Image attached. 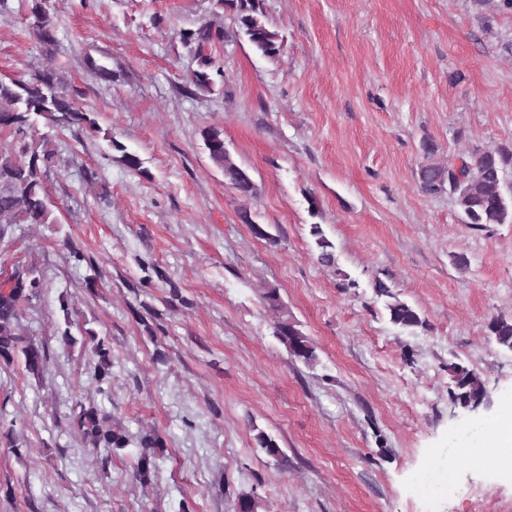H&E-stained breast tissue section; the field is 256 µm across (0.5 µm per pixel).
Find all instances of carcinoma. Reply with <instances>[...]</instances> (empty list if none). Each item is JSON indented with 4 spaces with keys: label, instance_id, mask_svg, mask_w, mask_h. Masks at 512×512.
<instances>
[{
    "label": "carcinoma",
    "instance_id": "1",
    "mask_svg": "<svg viewBox=\"0 0 512 512\" xmlns=\"http://www.w3.org/2000/svg\"><path fill=\"white\" fill-rule=\"evenodd\" d=\"M233 9L238 32L262 56L276 58L283 50V39L262 20L259 0H217ZM32 27L43 42L55 40L53 24L41 3L31 10ZM216 33L205 25L184 34L185 41L203 45L213 41ZM211 59L200 58V67L194 72L193 83L202 92H213V82L208 73ZM53 130L84 124L93 132L98 130L95 120L78 106L72 94L64 87L53 69L46 68L29 79H0V130L13 138L10 152L0 151V241L4 240L16 224H55L52 201L46 180L54 167L55 151L52 140L39 132V120ZM204 148L212 163L224 173V182L239 195L251 197L257 188L248 168L237 163L224 146V132L217 127L202 131ZM426 163L418 173L419 189L426 195L448 191L458 208L460 221L476 227L488 224H512V184L506 175L512 172V143L494 150L475 149L458 157L456 165L444 166L434 161L435 146L423 144ZM311 235L319 250L318 260L326 266L336 263L334 246L318 224L311 226ZM41 278L34 270H17L0 281V358L9 360L16 350L24 355L28 370L38 372L44 367L45 356L28 345L18 348L19 338L14 332L23 303L39 296ZM377 292L390 298L386 310L392 324L407 330L426 326L421 314L410 304L390 292L383 282L375 284ZM263 298L268 307L281 312L274 324L273 335L288 353L307 365L317 362L316 347L299 328L298 322L283 311L279 289L271 286ZM488 336L499 347L512 351V318L503 316L491 319L486 326ZM448 375L453 388V402L464 409H471L488 402L484 382L472 369L459 362L448 363ZM106 417L95 408L82 409L77 424L83 437L97 448H123L126 437L105 424ZM256 450L276 459H284L275 439L264 431L254 436ZM155 462L147 452L138 458L136 475L143 482L150 479Z\"/></svg>",
    "mask_w": 512,
    "mask_h": 512
}]
</instances>
